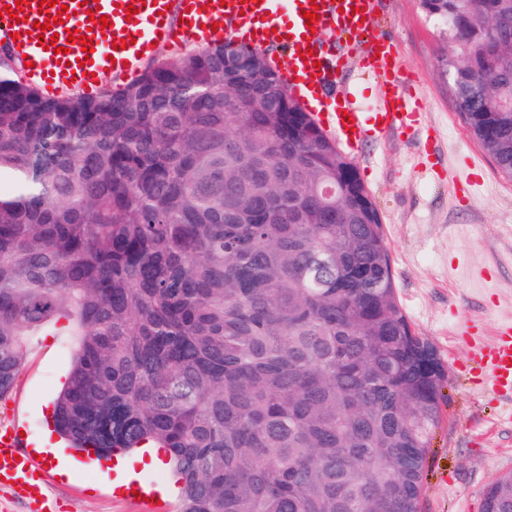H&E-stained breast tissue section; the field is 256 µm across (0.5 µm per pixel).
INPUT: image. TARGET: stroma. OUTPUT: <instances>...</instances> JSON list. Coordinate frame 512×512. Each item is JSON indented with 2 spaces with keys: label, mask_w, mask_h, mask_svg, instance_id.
<instances>
[{
  "label": "stroma",
  "mask_w": 512,
  "mask_h": 512,
  "mask_svg": "<svg viewBox=\"0 0 512 512\" xmlns=\"http://www.w3.org/2000/svg\"><path fill=\"white\" fill-rule=\"evenodd\" d=\"M374 25L419 76L413 94L423 107L419 131L395 130L352 157L382 219L401 307L448 373L420 512H480L487 486L512 472V397L493 392L476 363L498 327L512 324V181L461 121L439 22L419 0H385ZM71 342L52 329L35 337L11 397L0 401V426L48 433ZM41 458L66 512H139L93 474L68 479L52 452Z\"/></svg>",
  "instance_id": "obj_1"
}]
</instances>
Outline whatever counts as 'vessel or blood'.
I'll return each instance as SVG.
<instances>
[{
    "label": "vessel or blood",
    "instance_id": "b4317fda",
    "mask_svg": "<svg viewBox=\"0 0 512 512\" xmlns=\"http://www.w3.org/2000/svg\"><path fill=\"white\" fill-rule=\"evenodd\" d=\"M17 3L25 19L0 18V39L9 41L15 57H27L24 75L50 91L77 89L100 96L102 74L121 81L136 77L159 44L221 41L261 49L277 41L287 53L281 76L289 93L347 153H358L363 143L395 127L413 130L419 124L421 106L407 91L412 76L397 48L374 27L379 0H56L52 7L40 6L39 0H0V7ZM130 5L135 14H127ZM311 9L319 18L309 28L303 14ZM57 13L62 20L53 30L68 41L66 54L43 49L33 32L40 15ZM103 16L108 26H101ZM74 29L80 37L88 35L89 44L80 37L69 40ZM129 36L133 44L117 49V42ZM84 57L90 58L89 66H79ZM354 65L379 81L375 111L353 108L351 91L336 83L339 73ZM479 365L489 371L494 391H512L511 330H503L483 351ZM134 492L143 512H161V502L168 499L162 484L137 473L112 489L118 498ZM0 493L24 502L29 512H54L46 470L17 425L0 430Z\"/></svg>",
    "mask_w": 512,
    "mask_h": 512
}]
</instances>
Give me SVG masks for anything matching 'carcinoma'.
<instances>
[{"instance_id": "carcinoma-1", "label": "carcinoma", "mask_w": 512, "mask_h": 512, "mask_svg": "<svg viewBox=\"0 0 512 512\" xmlns=\"http://www.w3.org/2000/svg\"><path fill=\"white\" fill-rule=\"evenodd\" d=\"M459 115L512 179V0H420ZM0 400L75 337L71 448H163L179 512H420L442 366L355 164L261 50L217 43L100 98L0 71ZM482 512H512V473Z\"/></svg>"}]
</instances>
